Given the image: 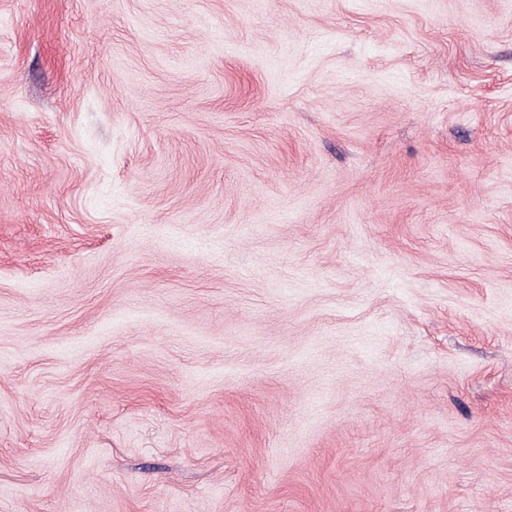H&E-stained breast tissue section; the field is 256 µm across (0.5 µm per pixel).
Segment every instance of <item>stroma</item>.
I'll use <instances>...</instances> for the list:
<instances>
[{
  "instance_id": "35a3bbf8",
  "label": "stroma",
  "mask_w": 512,
  "mask_h": 512,
  "mask_svg": "<svg viewBox=\"0 0 512 512\" xmlns=\"http://www.w3.org/2000/svg\"><path fill=\"white\" fill-rule=\"evenodd\" d=\"M0 512H512V0H0Z\"/></svg>"
}]
</instances>
